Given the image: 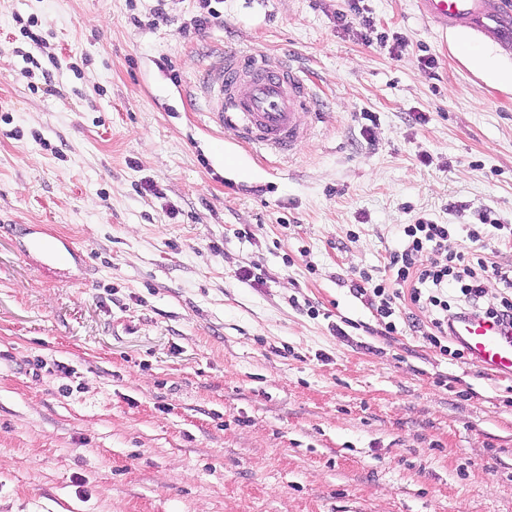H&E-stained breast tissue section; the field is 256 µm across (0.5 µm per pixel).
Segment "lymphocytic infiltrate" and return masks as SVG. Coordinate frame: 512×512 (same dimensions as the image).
<instances>
[{"label": "lymphocytic infiltrate", "mask_w": 512, "mask_h": 512, "mask_svg": "<svg viewBox=\"0 0 512 512\" xmlns=\"http://www.w3.org/2000/svg\"><path fill=\"white\" fill-rule=\"evenodd\" d=\"M452 231V225L425 218L403 225L402 245L390 253L383 275L361 272L351 288L367 299L388 334L397 330L396 304L409 300L429 319L426 340L441 355L458 360L464 358V350L450 344L449 336L459 317H487L512 330V264L486 257L482 235L475 229L468 232L469 250L448 252ZM492 286L499 288L500 300L496 306L483 307L481 299Z\"/></svg>", "instance_id": "obj_1"}]
</instances>
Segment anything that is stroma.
<instances>
[{"mask_svg": "<svg viewBox=\"0 0 512 512\" xmlns=\"http://www.w3.org/2000/svg\"><path fill=\"white\" fill-rule=\"evenodd\" d=\"M156 7L0 0V225L86 261L56 278L0 233V512H512V379L350 289L419 216L452 252L512 224V50L416 0H221L189 40L199 0ZM233 51L308 79L293 155L210 122Z\"/></svg>", "mask_w": 512, "mask_h": 512, "instance_id": "stroma-1", "label": "stroma"}]
</instances>
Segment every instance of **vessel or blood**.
Returning a JSON list of instances; mask_svg holds the SVG:
<instances>
[{
	"mask_svg": "<svg viewBox=\"0 0 512 512\" xmlns=\"http://www.w3.org/2000/svg\"><path fill=\"white\" fill-rule=\"evenodd\" d=\"M421 16L442 29L471 40L488 38L512 47V0H416ZM211 121L233 129L240 142L287 156L305 141L313 120V92L293 67L260 54H227L211 64L202 78ZM26 250L44 267L68 272L72 253L49 247L42 238L29 239ZM473 364L512 376V331L496 321L466 318L455 323Z\"/></svg>",
	"mask_w": 512,
	"mask_h": 512,
	"instance_id": "b4317fda",
	"label": "vessel or blood"
}]
</instances>
